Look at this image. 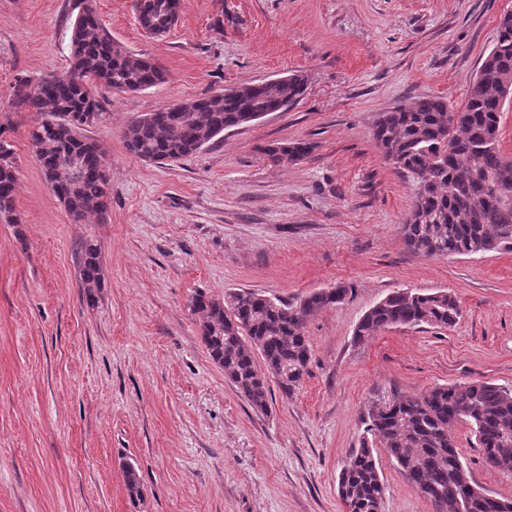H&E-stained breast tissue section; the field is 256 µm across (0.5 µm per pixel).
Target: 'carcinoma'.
<instances>
[{"label":"carcinoma","instance_id":"carcinoma-1","mask_svg":"<svg viewBox=\"0 0 512 512\" xmlns=\"http://www.w3.org/2000/svg\"><path fill=\"white\" fill-rule=\"evenodd\" d=\"M171 0H145L158 24L167 21ZM496 41L501 53L491 69L478 72L467 97L451 108L443 96L427 95L382 112L371 135L398 173L424 189H415L406 215L408 248L430 257L473 255L512 249V157L500 144L504 101L502 83L512 78V13L503 14ZM67 72L75 79L32 80L19 77L12 105L40 120L29 131L32 152L45 179L58 185L54 194L74 221L91 209L103 210L110 178L102 148L85 134L104 116V94L138 92L166 82L167 72L114 41L90 4L71 25ZM307 80L292 74L286 82L251 83L229 95L187 100L174 108L135 117L125 132L131 154L143 161L174 162L200 150L224 131L242 125L251 110L282 101L296 104ZM314 150L309 142L273 143L263 148L274 165L295 164ZM78 158L70 167L67 159ZM16 167L9 144L0 139V223L17 224L14 196ZM80 275L88 301L101 287L97 244L79 246ZM339 304L322 290L296 301L271 299L250 289H235L216 300L203 293L189 301L199 317V333L213 361L256 411L271 398L269 376L280 390L294 395L309 373L307 320ZM461 315L457 298L445 290L402 289L389 293L361 318L353 332L360 343L382 328H448ZM261 360H256L255 354ZM472 428L476 447L493 469L512 473V390L490 382L437 386L369 409L365 432L382 445L408 481L424 490L439 512H459L455 493L464 491L472 512H512V500L497 497L471 480L451 428ZM337 492L346 512H383L385 486L370 441L353 450L340 471Z\"/></svg>","mask_w":512,"mask_h":512}]
</instances>
